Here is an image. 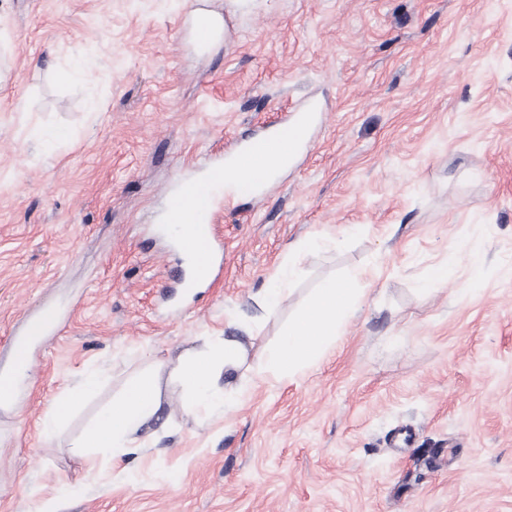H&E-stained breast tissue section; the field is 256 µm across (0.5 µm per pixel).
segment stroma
<instances>
[{"instance_id": "1", "label": "stroma", "mask_w": 512, "mask_h": 512, "mask_svg": "<svg viewBox=\"0 0 512 512\" xmlns=\"http://www.w3.org/2000/svg\"><path fill=\"white\" fill-rule=\"evenodd\" d=\"M200 8L232 24L205 48ZM310 99L308 149L221 208L224 276L169 315L177 180ZM345 276L367 298L317 365L185 413L181 357L236 336L261 366ZM46 308L62 329L0 410V512H512V0H0V358ZM152 367L145 448L88 472L73 441ZM292 272L290 266L280 269L277 273L272 288H268L265 296V306L268 312H273L279 306L280 302L288 296L290 288H286L290 282ZM100 380L95 375L87 376L77 393L70 398L69 400L63 401L60 403L55 411L47 417L45 421V426L48 431H53L58 425L59 421L62 419L67 411L72 407V405L80 398L92 395L97 388L99 387Z\"/></svg>"}]
</instances>
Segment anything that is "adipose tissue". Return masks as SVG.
Here are the masks:
<instances>
[{
    "mask_svg": "<svg viewBox=\"0 0 512 512\" xmlns=\"http://www.w3.org/2000/svg\"><path fill=\"white\" fill-rule=\"evenodd\" d=\"M364 302L352 280L328 279L316 288L311 299L289 321L278 344L269 351L254 381L284 380L313 365L331 348L343 327ZM245 349L237 338L215 337L206 350L188 354L180 363L178 377L185 391L184 408L193 415L204 406L234 407L239 398L226 396L217 385L224 372L244 364ZM161 405L159 383L154 371L133 378L124 393L113 400L96 423L73 442L74 453L85 456L96 448H108L113 460L128 449L144 445L143 426Z\"/></svg>",
    "mask_w": 512,
    "mask_h": 512,
    "instance_id": "obj_1",
    "label": "adipose tissue"
}]
</instances>
